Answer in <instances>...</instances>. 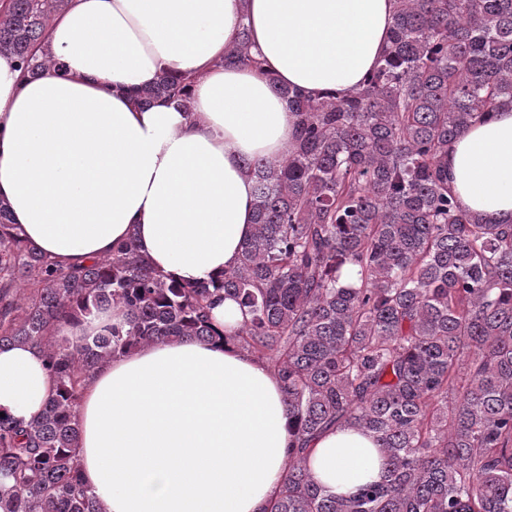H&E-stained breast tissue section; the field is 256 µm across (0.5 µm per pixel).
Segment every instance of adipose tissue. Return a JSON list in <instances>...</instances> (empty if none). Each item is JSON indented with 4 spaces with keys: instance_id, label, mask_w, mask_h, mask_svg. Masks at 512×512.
Wrapping results in <instances>:
<instances>
[{
    "instance_id": "adipose-tissue-1",
    "label": "adipose tissue",
    "mask_w": 512,
    "mask_h": 512,
    "mask_svg": "<svg viewBox=\"0 0 512 512\" xmlns=\"http://www.w3.org/2000/svg\"><path fill=\"white\" fill-rule=\"evenodd\" d=\"M394 0H70L43 54L61 74L23 76L0 55V201L19 235L64 267L140 254L179 281H210L253 231L244 166L294 143L273 84L345 96L389 44ZM247 26L258 66L225 61ZM192 77L190 106H137L133 90ZM461 205L512 223V107L448 150ZM56 391L42 352L0 347V413L28 422ZM84 483L105 512H265L286 474L288 415L267 364L231 345L171 341L113 358L78 406ZM309 470L329 493L379 481L364 431L314 441Z\"/></svg>"
}]
</instances>
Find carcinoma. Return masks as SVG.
I'll list each match as a JSON object with an SVG mask.
<instances>
[{
  "label": "carcinoma",
  "instance_id": "obj_1",
  "mask_svg": "<svg viewBox=\"0 0 512 512\" xmlns=\"http://www.w3.org/2000/svg\"><path fill=\"white\" fill-rule=\"evenodd\" d=\"M67 0H0V53L32 77ZM226 60L258 66L247 27ZM297 138L246 166L254 232L217 281L182 284L129 238L78 268L14 233L0 202V345L45 353L57 381L30 422L0 418V512H104L83 484L77 407L86 378L142 344L220 341L266 363L291 425L287 473L267 512H512V224L465 210L448 190V147L512 105V0H396L389 46L356 92L310 97L270 79ZM192 79L134 93L189 108ZM356 287L341 284L350 273ZM246 319L213 326L216 293ZM116 308L121 320L71 342L60 322ZM351 425L384 470L349 497L307 466L313 440Z\"/></svg>",
  "mask_w": 512,
  "mask_h": 512
}]
</instances>
